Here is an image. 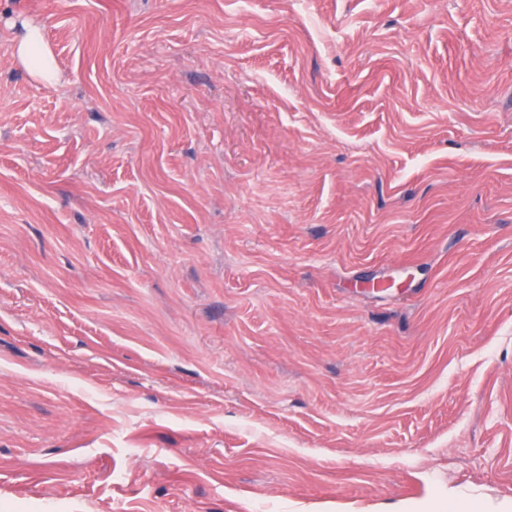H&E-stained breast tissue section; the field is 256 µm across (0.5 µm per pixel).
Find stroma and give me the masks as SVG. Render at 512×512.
Masks as SVG:
<instances>
[{
	"label": "stroma",
	"mask_w": 512,
	"mask_h": 512,
	"mask_svg": "<svg viewBox=\"0 0 512 512\" xmlns=\"http://www.w3.org/2000/svg\"><path fill=\"white\" fill-rule=\"evenodd\" d=\"M460 489L512 500V0H0V512ZM26 32L12 45V55L38 80L52 83L57 78L54 59L37 26L26 25Z\"/></svg>",
	"instance_id": "stroma-1"
}]
</instances>
